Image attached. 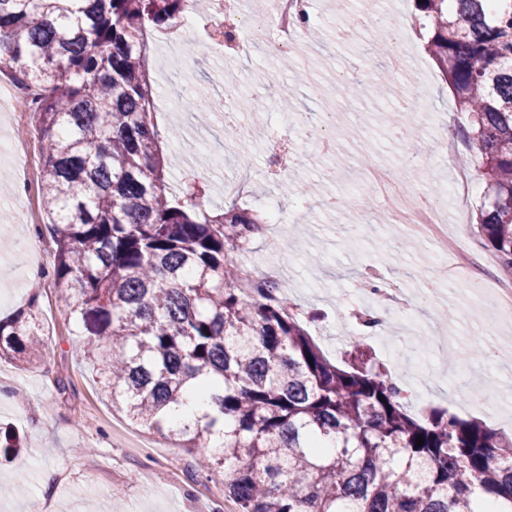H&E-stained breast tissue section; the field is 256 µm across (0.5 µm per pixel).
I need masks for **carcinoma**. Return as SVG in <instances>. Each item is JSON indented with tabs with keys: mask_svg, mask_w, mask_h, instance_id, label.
<instances>
[{
	"mask_svg": "<svg viewBox=\"0 0 512 512\" xmlns=\"http://www.w3.org/2000/svg\"><path fill=\"white\" fill-rule=\"evenodd\" d=\"M415 6L480 158L477 233L511 270L512 0ZM184 8L0 0V71L37 89L52 279L102 392L187 449L197 472L224 469L238 512H512V436L446 410L411 416L356 336L336 364L276 281L247 295L229 274L261 213L232 203L216 214L194 186L170 197L143 33ZM45 347L34 305L0 318V358L30 364ZM193 394L205 411L186 410ZM20 448L0 429L4 454Z\"/></svg>",
	"mask_w": 512,
	"mask_h": 512,
	"instance_id": "1",
	"label": "carcinoma"
}]
</instances>
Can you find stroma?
<instances>
[{
  "instance_id": "1",
  "label": "stroma",
  "mask_w": 512,
  "mask_h": 512,
  "mask_svg": "<svg viewBox=\"0 0 512 512\" xmlns=\"http://www.w3.org/2000/svg\"><path fill=\"white\" fill-rule=\"evenodd\" d=\"M417 18L413 0H309L313 24L322 37H301L288 49L241 42L225 45L222 55L201 46L208 22L206 0H199L184 43L167 46L148 39L146 67L154 90L155 119L160 132L177 127L179 140H165L167 180L179 189L193 174L209 173L207 195L211 210L223 209L224 180L248 168L252 181L264 183L262 195L240 198L242 206L274 207L285 220L274 231L292 244L291 250L270 256L263 238H254L246 254L261 274L284 281L285 291L303 313L321 311L310 331L330 358L341 359L350 339L365 336V346L389 374L417 375L429 394L421 411L444 408L464 419H478L512 434V321L499 332L484 331L490 316L484 298L466 283L455 281L452 264L433 265L428 243L410 240L401 228L374 221L382 211L379 200L362 205L350 193L371 162L398 170L412 163L414 185L430 192L443 212L449 235H467L470 247H484L474 224L475 205L483 194L475 182L465 221H458L448 193L452 170L439 147L438 134L452 122H463L455 99L439 69L427 55L425 41L412 32L404 50L416 66L427 114L410 123L396 108L405 92L393 81L390 99L367 93L348 99L337 75L354 71L370 84L385 59L371 54L370 39L339 43L336 29L356 27L379 11ZM291 58L309 82L296 85L289 107L280 104L292 75L283 72L281 58ZM263 84L262 121L252 130V116L233 112L234 122L248 129L246 140L223 141V113L200 125L186 112L193 97L224 98L223 82ZM294 84V83H293ZM342 112L335 128L333 160L318 157L304 143L309 130L320 129L328 108ZM412 124L413 138L399 135ZM17 162L0 161V317L36 304L47 348L35 362L18 366L0 361V422L16 427L27 438L22 458H0V486H24L21 495L0 496V512H224V473L213 471L208 481L195 476L191 454L171 441L140 432L112 408L101 393L84 357L83 336L60 299L51 277L55 245L43 211L29 213L17 185ZM289 193H282V183ZM341 199L325 208L326 196ZM40 249L41 278L32 281L31 252ZM440 282L436 295L425 291L424 276ZM364 281L397 282L410 296L422 330L397 316L393 305L382 310L385 327L366 336L364 322L371 307L358 304Z\"/></svg>"
}]
</instances>
